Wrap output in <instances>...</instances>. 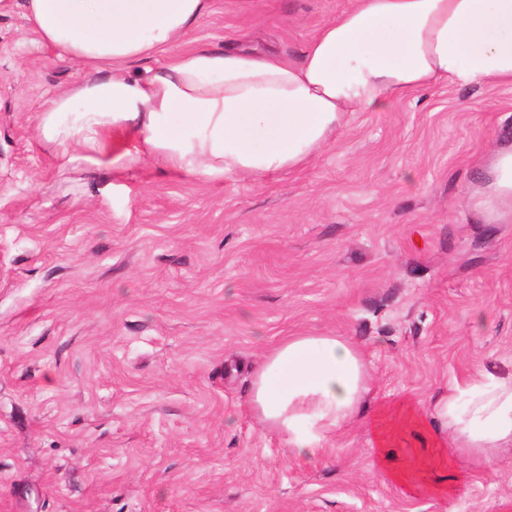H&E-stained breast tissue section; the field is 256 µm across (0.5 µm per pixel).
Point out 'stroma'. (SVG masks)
Wrapping results in <instances>:
<instances>
[{
    "label": "stroma",
    "mask_w": 512,
    "mask_h": 512,
    "mask_svg": "<svg viewBox=\"0 0 512 512\" xmlns=\"http://www.w3.org/2000/svg\"><path fill=\"white\" fill-rule=\"evenodd\" d=\"M348 4L211 0L180 48L248 26L298 61ZM83 76L0 9V512H512V447L407 496L364 426L299 462L248 407L253 366L302 332L355 342L375 403L512 376V217L470 198L512 140V85L353 113L256 181L64 164L39 111Z\"/></svg>",
    "instance_id": "35a3bbf8"
}]
</instances>
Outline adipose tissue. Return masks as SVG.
<instances>
[{"label": "adipose tissue", "instance_id": "adipose-tissue-1", "mask_svg": "<svg viewBox=\"0 0 512 512\" xmlns=\"http://www.w3.org/2000/svg\"><path fill=\"white\" fill-rule=\"evenodd\" d=\"M210 0H22L40 41L85 72L41 110L38 129L67 163L86 161L106 134L133 142L120 158L156 156L205 177L260 180L297 168L344 130L352 112H381L440 83L512 84V0H351L324 22L293 62L242 39L222 50H178ZM166 54L153 73L134 64ZM475 206L512 212V144L495 147ZM363 352L328 334L288 336L252 374L250 409L287 455L311 461L346 425L368 426L374 465L393 484L416 487L428 465L403 466L389 450L430 436L434 456L490 460L512 445V378L479 371L434 410L418 400L370 405ZM442 431H434L433 421Z\"/></svg>", "mask_w": 512, "mask_h": 512}]
</instances>
